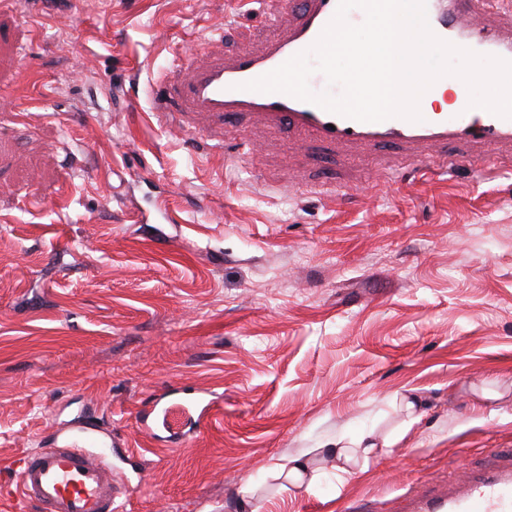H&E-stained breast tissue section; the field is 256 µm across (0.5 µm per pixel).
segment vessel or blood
I'll list each match as a JSON object with an SVG mask.
<instances>
[{
  "label": "vessel or blood",
  "mask_w": 512,
  "mask_h": 512,
  "mask_svg": "<svg viewBox=\"0 0 512 512\" xmlns=\"http://www.w3.org/2000/svg\"><path fill=\"white\" fill-rule=\"evenodd\" d=\"M272 23L281 24L278 38L262 51L241 52L231 58L214 55L183 63L179 76L165 83L158 117L202 141L216 140L214 127L234 118H254L274 128L288 127L305 134L312 149L325 147L371 148L398 145L408 161L421 170L438 162L448 170L462 164L504 166L501 156L449 153V145H512V119L478 107L460 106L455 112L424 113L422 121L390 118L360 122L332 114L312 103L284 93H262L244 84L307 50L333 18L338 0H274ZM433 33L452 41L463 34L477 51L512 61V0H426ZM500 14L497 24L487 18ZM93 420L81 425V436L24 454L10 487L12 512L35 505L38 512H113L122 495L106 465L104 452L95 450L90 434ZM408 512H512V462L495 464L457 481L448 493L417 495Z\"/></svg>",
  "instance_id": "b4317fda"
}]
</instances>
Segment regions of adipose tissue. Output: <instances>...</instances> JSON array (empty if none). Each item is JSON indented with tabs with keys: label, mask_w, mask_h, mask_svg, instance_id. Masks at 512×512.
Segmentation results:
<instances>
[{
	"label": "adipose tissue",
	"mask_w": 512,
	"mask_h": 512,
	"mask_svg": "<svg viewBox=\"0 0 512 512\" xmlns=\"http://www.w3.org/2000/svg\"><path fill=\"white\" fill-rule=\"evenodd\" d=\"M404 430H395L382 438L374 435L351 437L345 434L295 455L281 457L273 465L271 474L279 481L281 488L300 493L308 490L318 477L317 464L323 460L332 461L338 468L366 464L370 459L390 454L403 439Z\"/></svg>",
	"instance_id": "adipose-tissue-1"
}]
</instances>
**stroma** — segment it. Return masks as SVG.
Segmentation results:
<instances>
[{
  "mask_svg": "<svg viewBox=\"0 0 512 512\" xmlns=\"http://www.w3.org/2000/svg\"><path fill=\"white\" fill-rule=\"evenodd\" d=\"M0 13V472L93 417L118 512H400L512 455V170L412 172L224 126L160 123L188 48L259 50L242 0H19ZM392 453L280 490L339 434ZM212 400L207 421L181 398ZM398 401L402 404L407 417V421L400 429L385 435L381 440H377L372 434L357 437L339 435L334 441L321 443L296 455L279 458L271 468L272 477L280 482L281 488L297 494L308 490L316 481L317 463L320 461H332L341 470L348 471L347 466L366 465L370 459L390 454L392 448L420 419V415L417 414L420 402L417 398L403 396L398 398Z\"/></svg>",
  "mask_w": 512,
  "mask_h": 512,
  "instance_id": "35a3bbf8",
  "label": "stroma"
}]
</instances>
